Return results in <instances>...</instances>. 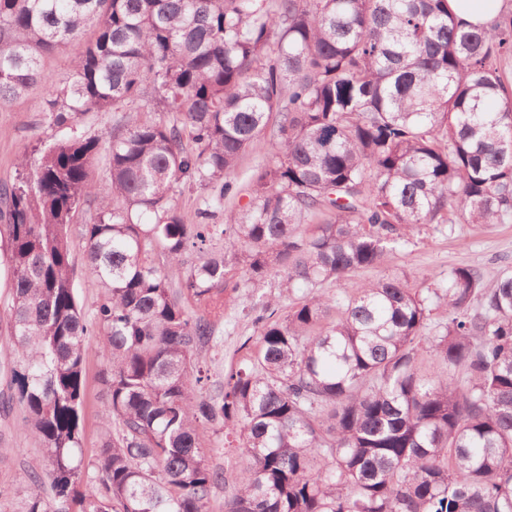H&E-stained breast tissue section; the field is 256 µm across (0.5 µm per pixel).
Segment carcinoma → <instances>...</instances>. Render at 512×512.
Wrapping results in <instances>:
<instances>
[{
	"mask_svg": "<svg viewBox=\"0 0 512 512\" xmlns=\"http://www.w3.org/2000/svg\"><path fill=\"white\" fill-rule=\"evenodd\" d=\"M84 35L71 75H49L42 57ZM511 52L512 21L465 31L448 0H0L1 106L38 90L56 127L123 113L107 186L101 139L75 133L0 185L11 384L51 491L26 512H212L211 434L246 460L224 512H512V269L488 285L456 267L426 296L353 280L429 224L512 223ZM263 143L248 205L224 208ZM186 183L210 191L192 223ZM273 275L255 345L211 393L199 353ZM92 336L115 428L87 493ZM81 221H78V224L72 225V232L70 235V248L71 252L74 258V265H75V279L76 283L78 285L77 292H78V299L80 304L84 308V313L86 314L87 318L90 319L92 316V313L94 312L96 302H97V295L92 290H87L85 288L81 287L82 282V275L84 270V260H85V254H84V241L81 238L80 235V228L82 224H79Z\"/></svg>",
	"mask_w": 512,
	"mask_h": 512,
	"instance_id": "1",
	"label": "carcinoma"
}]
</instances>
